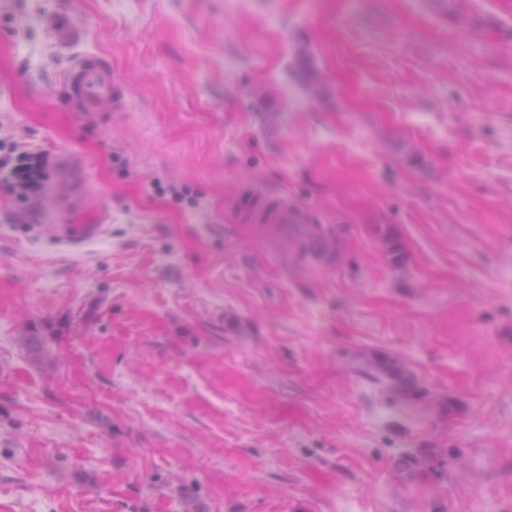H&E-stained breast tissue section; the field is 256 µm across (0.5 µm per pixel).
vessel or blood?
<instances>
[{
    "label": "vessel or blood",
    "instance_id": "b4317fda",
    "mask_svg": "<svg viewBox=\"0 0 512 512\" xmlns=\"http://www.w3.org/2000/svg\"><path fill=\"white\" fill-rule=\"evenodd\" d=\"M68 82L82 109L98 111L102 103H111L113 110H124L127 92L113 76L111 65L102 60H83L69 71ZM229 211L240 220L262 224L269 238L275 242L297 241L314 256L329 249L331 229L328 225L314 223L310 213L285 197L271 198L245 189L228 205ZM104 224L91 221L54 225V233L62 242L79 244L100 237Z\"/></svg>",
    "mask_w": 512,
    "mask_h": 512
}]
</instances>
